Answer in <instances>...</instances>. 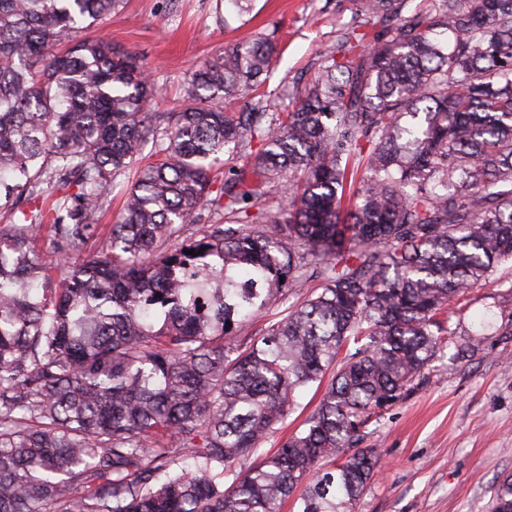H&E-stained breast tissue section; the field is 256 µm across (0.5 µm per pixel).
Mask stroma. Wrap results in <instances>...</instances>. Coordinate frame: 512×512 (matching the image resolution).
<instances>
[{
  "instance_id": "1",
  "label": "stroma",
  "mask_w": 512,
  "mask_h": 512,
  "mask_svg": "<svg viewBox=\"0 0 512 512\" xmlns=\"http://www.w3.org/2000/svg\"><path fill=\"white\" fill-rule=\"evenodd\" d=\"M353 9L352 0H252L240 16L224 0H124L90 34L142 60L159 91L157 112L182 105L191 71L225 47L273 36L267 92L285 105ZM459 307L453 326L477 351L463 357L448 347L406 399L368 425L362 445L378 451L382 469L354 512H490L495 487L512 474V262Z\"/></svg>"
}]
</instances>
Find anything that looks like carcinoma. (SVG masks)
<instances>
[{"instance_id": "obj_1", "label": "carcinoma", "mask_w": 512, "mask_h": 512, "mask_svg": "<svg viewBox=\"0 0 512 512\" xmlns=\"http://www.w3.org/2000/svg\"><path fill=\"white\" fill-rule=\"evenodd\" d=\"M122 3L0 0V196L19 214L0 224V512H352L380 469L365 429L455 335L453 300L512 261V0H356L275 112L262 36L149 111L145 67L76 35ZM275 184L285 216L249 213ZM203 206L249 223L183 238ZM328 373L303 429L258 455ZM492 509L512 512V475ZM127 180L128 174L118 175L114 179L112 195L104 202L99 220L97 221V224H99L97 242H100L108 235L111 225L115 224L119 217L122 195L127 187ZM284 308L280 307L276 310H271L267 314H263L257 318H255L250 323H246L241 330L235 333V336L237 340H244L249 339L250 337L256 336H262L266 333L268 330V327L278 321L281 318V311H283Z\"/></svg>"}]
</instances>
